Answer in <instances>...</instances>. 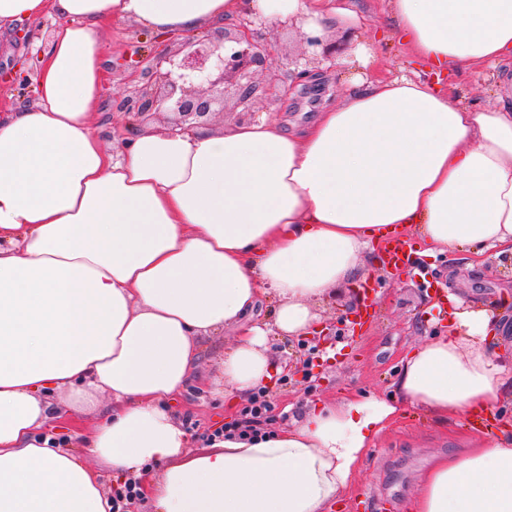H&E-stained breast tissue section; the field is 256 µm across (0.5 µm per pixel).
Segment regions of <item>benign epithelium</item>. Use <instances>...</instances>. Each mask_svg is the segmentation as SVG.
<instances>
[{"mask_svg":"<svg viewBox=\"0 0 512 512\" xmlns=\"http://www.w3.org/2000/svg\"><path fill=\"white\" fill-rule=\"evenodd\" d=\"M247 11L239 25L216 38L195 35L177 39V49L161 51L141 72L143 84L125 97L119 110L144 126L164 112L174 115L173 128L189 131L225 112L234 101L249 113L258 87L252 75L262 73L268 85L276 81V61L267 41L250 32Z\"/></svg>","mask_w":512,"mask_h":512,"instance_id":"obj_1","label":"benign epithelium"}]
</instances>
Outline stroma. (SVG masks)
<instances>
[{
    "mask_svg": "<svg viewBox=\"0 0 512 512\" xmlns=\"http://www.w3.org/2000/svg\"><path fill=\"white\" fill-rule=\"evenodd\" d=\"M347 4L357 13V20L337 22L335 31L327 37L335 47L330 62L310 63L311 77L303 84L295 82L298 68L290 61L301 50L299 25L286 28L276 22L253 25L255 35L264 38L274 50L279 83H292L294 94L284 99L275 92L256 99L250 107L251 118L303 125L324 105L343 102L353 90L352 76L368 81L422 74L418 61L394 36L380 0H347ZM104 38L107 55L103 92L95 110L98 133L109 144L132 122L131 116L117 109V101L130 95L136 85V75L144 67V56L164 48L165 43L132 22L116 28L105 27ZM371 43L377 46L378 60L370 67H361L355 60L356 52L361 45ZM441 78L454 88L463 104L476 109L512 108V93L502 90L490 68H482L477 75L446 71ZM407 241L412 250L411 268L400 277H393L382 269L375 255H368L365 273L371 278L373 315L360 332L352 335L347 332L349 323L344 311L359 306L349 286L335 288L315 304L314 311L320 318L335 322L333 342L342 355L323 363L313 375L279 376L268 385L267 390L276 403L273 427L288 425L295 414L311 404L342 394L390 397V384L404 355L444 331L446 326L445 320L433 316L436 299L426 282L416 275V268L427 269L444 291L456 294L466 306L492 308L512 318L511 257L489 252L482 264L473 267L469 264V254L426 256L416 236H408ZM233 341L229 330L205 338L190 382L171 403L179 423L188 433L191 449L206 447L207 434L225 419L239 415L238 408L225 405L222 395L221 362ZM50 402L62 411L60 417L51 420L52 429L76 445L81 433L94 424L97 409L108 406L110 400L101 395L93 407L67 411L62 408V396L53 395ZM483 430V425L477 422H451L443 426L424 410H405L387 427L374 448L369 449L356 483L331 512H406L416 478L429 459L464 452Z\"/></svg>",
    "mask_w": 512,
    "mask_h": 512,
    "instance_id": "35a3bbf8",
    "label": "stroma"
}]
</instances>
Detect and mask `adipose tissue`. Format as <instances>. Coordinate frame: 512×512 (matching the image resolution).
<instances>
[{
	"label": "adipose tissue",
	"instance_id": "ef3b65f1",
	"mask_svg": "<svg viewBox=\"0 0 512 512\" xmlns=\"http://www.w3.org/2000/svg\"><path fill=\"white\" fill-rule=\"evenodd\" d=\"M252 7L325 36L335 0H0V31L60 26L37 63L35 103L0 113V512H109L97 460L142 480L152 512H326L404 407L440 422H496L512 399L503 317L454 308L446 336L412 348L393 399L325 401L275 433L188 450L165 406L199 340L237 332L224 399L282 365L249 313L277 333L363 274L389 235L429 253L512 256V112L478 111L411 78L356 82L299 132L260 119L215 131L127 128L105 147L94 108L100 29L218 26ZM393 28L424 63L470 71L512 61V0H391ZM112 399L80 450L42 435L50 395ZM151 462L163 463L145 475ZM408 512H512V430L433 460Z\"/></svg>",
	"mask_w": 512,
	"mask_h": 512
}]
</instances>
